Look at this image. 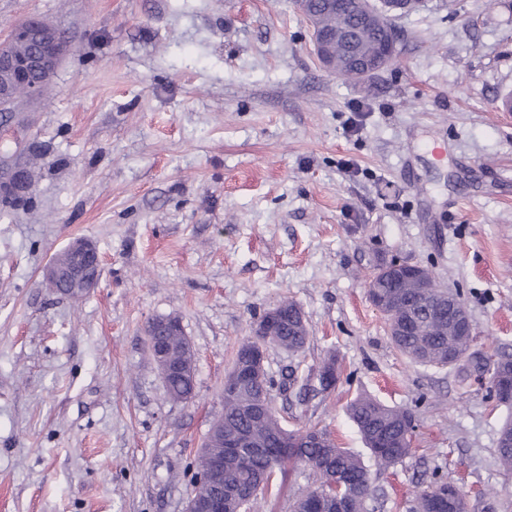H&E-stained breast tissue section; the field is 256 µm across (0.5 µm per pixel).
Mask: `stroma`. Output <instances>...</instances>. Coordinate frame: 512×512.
<instances>
[{
    "label": "stroma",
    "instance_id": "stroma-1",
    "mask_svg": "<svg viewBox=\"0 0 512 512\" xmlns=\"http://www.w3.org/2000/svg\"><path fill=\"white\" fill-rule=\"evenodd\" d=\"M31 16L71 49L26 111L29 198L0 215V512H185L236 351L285 299L311 332L267 351L286 429L364 452L346 406L371 394L416 425L377 512L442 478L512 512L487 381L402 356L368 297L375 265H424L474 348L512 356V0H430L361 81L320 67L294 0H0V40ZM77 237L102 271L70 299L43 268ZM166 316L194 347L186 402L147 336ZM331 354L335 388L299 397ZM316 480L276 473L260 512ZM169 396L175 400L192 397L195 389V379L191 376L174 375L165 383Z\"/></svg>",
    "mask_w": 512,
    "mask_h": 512
}]
</instances>
